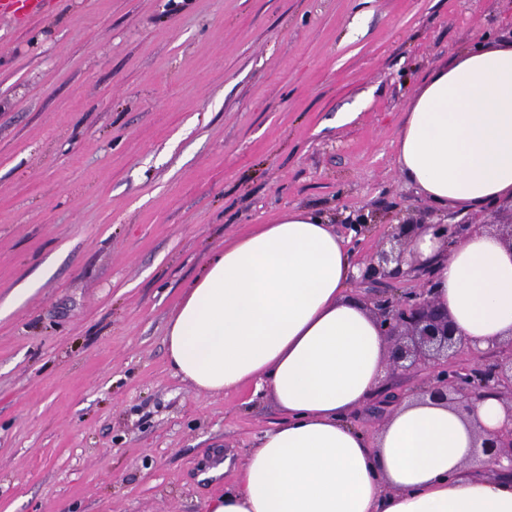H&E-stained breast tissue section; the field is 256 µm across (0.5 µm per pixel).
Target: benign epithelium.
Returning <instances> with one entry per match:
<instances>
[{"mask_svg": "<svg viewBox=\"0 0 512 512\" xmlns=\"http://www.w3.org/2000/svg\"><path fill=\"white\" fill-rule=\"evenodd\" d=\"M480 228L464 222L435 224H396L387 235L389 248H382L361 268L359 283L375 284L404 274L405 251L423 229L442 242L443 250ZM410 272L421 287L399 294L366 298L381 335L388 340L387 364L394 370L425 371L418 388L440 401L463 409L486 396H512V340L481 365H473L462 356L464 339L432 298L433 281L426 269L414 263ZM509 425L486 438L482 453L494 464L509 461L512 471V400L505 403Z\"/></svg>", "mask_w": 512, "mask_h": 512, "instance_id": "7a95c632", "label": "benign epithelium"}]
</instances>
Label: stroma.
I'll return each mask as SVG.
<instances>
[{"instance_id": "obj_1", "label": "stroma", "mask_w": 512, "mask_h": 512, "mask_svg": "<svg viewBox=\"0 0 512 512\" xmlns=\"http://www.w3.org/2000/svg\"><path fill=\"white\" fill-rule=\"evenodd\" d=\"M512 0H57L0 20V512H202L282 418L198 395L167 323L289 207L363 263L435 223L397 162L415 91Z\"/></svg>"}]
</instances>
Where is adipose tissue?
I'll use <instances>...</instances> for the list:
<instances>
[{
  "label": "adipose tissue",
  "mask_w": 512,
  "mask_h": 512,
  "mask_svg": "<svg viewBox=\"0 0 512 512\" xmlns=\"http://www.w3.org/2000/svg\"><path fill=\"white\" fill-rule=\"evenodd\" d=\"M398 163L434 206L512 200V43H479L414 94ZM412 250L467 347L512 339V247L478 230ZM356 268L324 215L294 207L224 244L168 323L174 372L197 394L253 386L283 414L204 512H512V475L476 456L506 422L490 396L460 412L412 392L373 432L350 420L386 377L388 343L353 294Z\"/></svg>",
  "instance_id": "adipose-tissue-1"
}]
</instances>
